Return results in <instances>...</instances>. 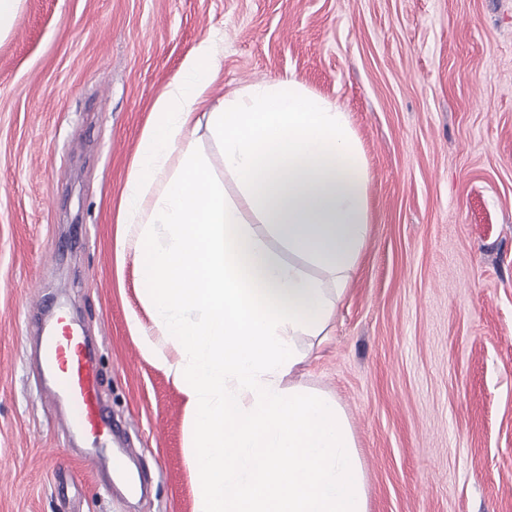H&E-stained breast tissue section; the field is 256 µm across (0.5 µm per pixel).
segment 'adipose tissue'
I'll list each match as a JSON object with an SVG mask.
<instances>
[{"label":"adipose tissue","instance_id":"ef3b65f1","mask_svg":"<svg viewBox=\"0 0 512 512\" xmlns=\"http://www.w3.org/2000/svg\"><path fill=\"white\" fill-rule=\"evenodd\" d=\"M220 52L215 37L192 48L131 163L118 244L153 245L141 267L153 327L138 339L186 396L195 512H366L343 409L292 379L298 337L327 335L368 237L362 146L347 112L295 77L205 108ZM203 123L235 196L197 150Z\"/></svg>","mask_w":512,"mask_h":512}]
</instances>
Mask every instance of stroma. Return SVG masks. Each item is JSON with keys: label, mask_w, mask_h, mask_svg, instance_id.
<instances>
[{"label": "stroma", "mask_w": 512, "mask_h": 512, "mask_svg": "<svg viewBox=\"0 0 512 512\" xmlns=\"http://www.w3.org/2000/svg\"><path fill=\"white\" fill-rule=\"evenodd\" d=\"M215 31L211 101L293 75L362 143L369 237L295 378L344 409L368 512H512V0H24L0 37V512H194L186 398L130 328L144 256L116 231L152 105ZM47 297L106 331L121 436L41 393Z\"/></svg>", "instance_id": "35a3bbf8"}]
</instances>
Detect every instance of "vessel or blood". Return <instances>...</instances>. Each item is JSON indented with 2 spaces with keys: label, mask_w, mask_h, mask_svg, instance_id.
Wrapping results in <instances>:
<instances>
[{
  "label": "vessel or blood",
  "mask_w": 512,
  "mask_h": 512,
  "mask_svg": "<svg viewBox=\"0 0 512 512\" xmlns=\"http://www.w3.org/2000/svg\"><path fill=\"white\" fill-rule=\"evenodd\" d=\"M44 367L53 377L45 387L51 397L65 396L70 404L66 425L91 433H108L112 422L103 413L98 398L99 368L86 337L62 310H55L42 329Z\"/></svg>",
  "instance_id": "b4317fda"
}]
</instances>
